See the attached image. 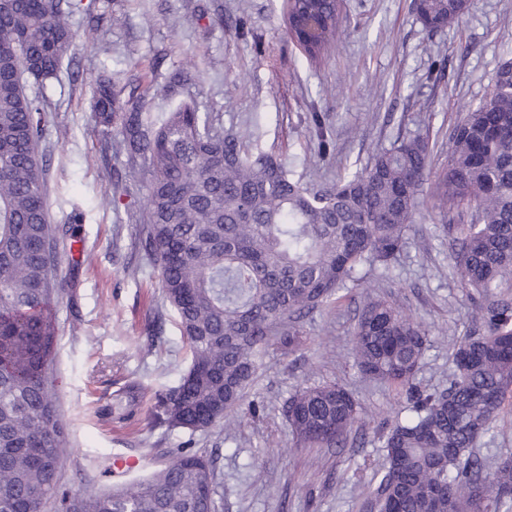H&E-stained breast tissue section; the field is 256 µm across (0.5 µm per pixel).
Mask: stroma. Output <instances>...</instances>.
Instances as JSON below:
<instances>
[{
  "label": "stroma",
  "mask_w": 512,
  "mask_h": 512,
  "mask_svg": "<svg viewBox=\"0 0 512 512\" xmlns=\"http://www.w3.org/2000/svg\"><path fill=\"white\" fill-rule=\"evenodd\" d=\"M285 0H96V43L85 41L86 17L71 18V58L56 77L27 78L40 100L46 131L49 220L82 213L77 251L60 253L58 274L70 286L56 298L53 380L67 447L58 475L61 495L87 481L124 486L165 468L184 453L214 461L221 512H369L382 458L380 434L408 406L404 389L364 378L351 353L360 295L391 297L430 331L416 374L418 388H447L449 349L472 326L473 304L448 269V236L424 208L389 271L369 272L335 304L305 318L294 352L270 347L232 426L191 431L168 427L162 395L176 387L191 354L165 302L159 272L136 239L133 218L145 179L128 173L121 136L101 158L92 119L95 79L117 89L149 87L148 109L168 112L163 87L185 60L193 79L183 97L220 125L243 128L251 142L311 184L333 183L372 154L409 134L427 137L431 173L445 161L456 120L490 88L512 39V0H474L440 33L418 20L414 0H344L342 35L324 56L305 60L285 38ZM329 134L321 154L312 115ZM119 206L104 203V194ZM337 383L359 402L343 446L300 448L285 416L300 388ZM473 452L487 468L512 458V396ZM143 460L138 472L112 469L120 454ZM60 495V497H61ZM60 497L43 512H61Z\"/></svg>",
  "instance_id": "35a3bbf8"
}]
</instances>
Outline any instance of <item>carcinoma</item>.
I'll use <instances>...</instances> for the list:
<instances>
[{"mask_svg":"<svg viewBox=\"0 0 512 512\" xmlns=\"http://www.w3.org/2000/svg\"><path fill=\"white\" fill-rule=\"evenodd\" d=\"M472 0H419L432 32L465 15ZM93 3L0 0V512H42L58 492L66 432L56 406L51 360L56 342L58 250L75 230L49 222L39 144L46 115L25 93L28 74L57 73L75 33L98 37ZM341 5L292 0L286 33L307 60L340 37ZM191 63L170 76L176 96ZM93 119L101 153L119 125L126 167L146 176L139 243L159 270L191 353L180 384L164 396L165 421L200 430L240 405L269 348H293L303 321L361 281L360 272L397 260L424 201L444 221L450 266L474 302L472 332L451 348L448 388L425 392L414 380L428 331L399 303L366 294L352 330V355L367 379L409 394L407 414L380 436L377 512H512V460L487 471L469 449L512 393V61L498 67L481 102L454 124L448 161L424 193L429 142L408 136L378 150L336 183L313 186L295 171L224 131L212 114L183 101L162 115L145 111L148 90L116 97L95 80ZM285 415L301 448L345 439L358 401L339 384L306 387ZM213 461L183 454L125 487L88 485L74 512H219Z\"/></svg>","mask_w":512,"mask_h":512,"instance_id":"cac0c4a2","label":"carcinoma"}]
</instances>
